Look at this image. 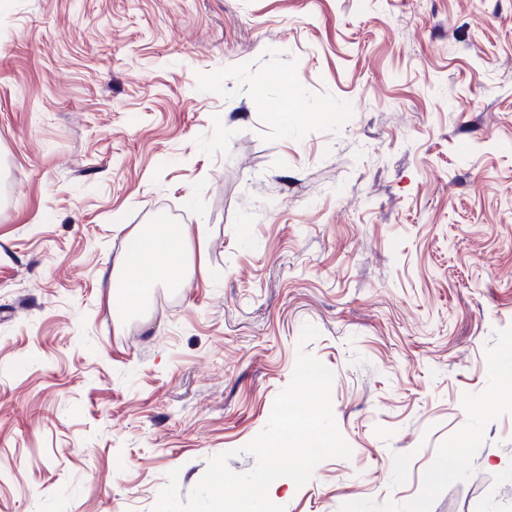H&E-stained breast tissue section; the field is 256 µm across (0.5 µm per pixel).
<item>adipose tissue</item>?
Instances as JSON below:
<instances>
[{"label":"adipose tissue","mask_w":512,"mask_h":512,"mask_svg":"<svg viewBox=\"0 0 512 512\" xmlns=\"http://www.w3.org/2000/svg\"><path fill=\"white\" fill-rule=\"evenodd\" d=\"M188 255L189 244L183 230L157 227L136 231L135 245L122 261L127 305H137L145 288L156 282H179Z\"/></svg>","instance_id":"adipose-tissue-1"}]
</instances>
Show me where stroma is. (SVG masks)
<instances>
[{
    "label": "stroma",
    "instance_id": "obj_1",
    "mask_svg": "<svg viewBox=\"0 0 512 512\" xmlns=\"http://www.w3.org/2000/svg\"><path fill=\"white\" fill-rule=\"evenodd\" d=\"M160 222L192 267L132 312L106 281ZM508 349L512 0L0 8V512L252 470L302 352L352 456L285 512H512ZM500 385V395L512 397V350L505 352L493 366Z\"/></svg>",
    "mask_w": 512,
    "mask_h": 512
}]
</instances>
